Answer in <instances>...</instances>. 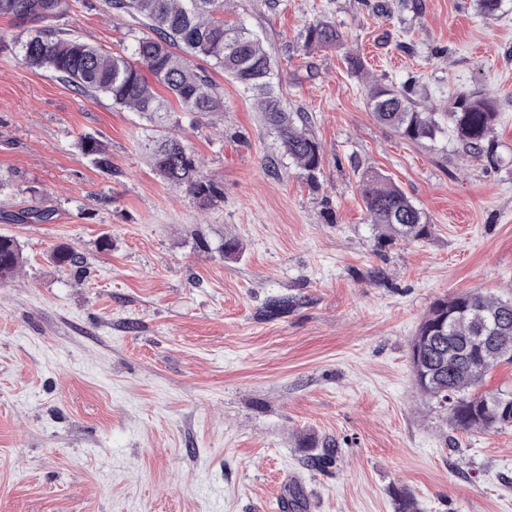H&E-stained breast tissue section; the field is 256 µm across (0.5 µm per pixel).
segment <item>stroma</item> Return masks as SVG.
Listing matches in <instances>:
<instances>
[{"label":"stroma","instance_id":"stroma-1","mask_svg":"<svg viewBox=\"0 0 512 512\" xmlns=\"http://www.w3.org/2000/svg\"><path fill=\"white\" fill-rule=\"evenodd\" d=\"M376 2L229 0L225 18L261 34L324 157L314 186L268 173L260 113L213 72L223 121L175 129L224 189L206 210L154 174L153 127L24 63L25 27L0 17V235L23 256L0 283V512H270L294 485L300 512H395L400 487L420 512H512V428L452 430L408 357L435 299L512 297V0L491 17L475 0H390L388 17ZM321 16L345 45L302 49ZM54 26L107 50L131 38L105 0H76ZM351 56L424 106L493 98L484 154L377 123ZM367 168L424 211L428 238L377 250ZM36 209L51 220L22 222ZM60 245L80 264H53ZM329 440L332 465L302 466Z\"/></svg>","mask_w":512,"mask_h":512}]
</instances>
